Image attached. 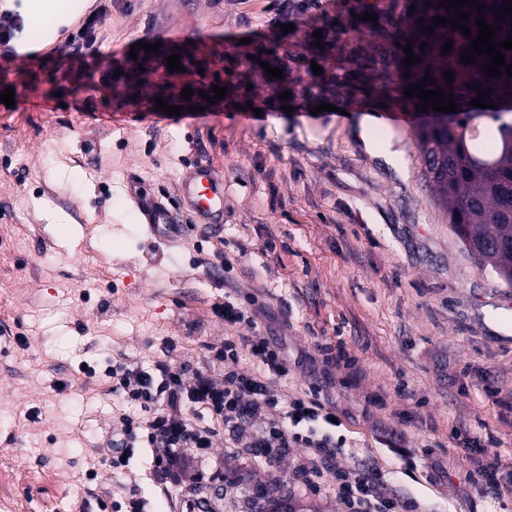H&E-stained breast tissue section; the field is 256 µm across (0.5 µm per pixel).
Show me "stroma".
<instances>
[{
  "label": "stroma",
  "mask_w": 512,
  "mask_h": 512,
  "mask_svg": "<svg viewBox=\"0 0 512 512\" xmlns=\"http://www.w3.org/2000/svg\"><path fill=\"white\" fill-rule=\"evenodd\" d=\"M279 3L71 0L54 41L25 27L26 69L0 56V93L15 100L0 106V512H118L135 494L153 512H181L187 498L259 512L274 485L304 512H342L308 449L270 460L223 430L212 457L223 479L189 473L173 488L154 475L146 430H123L121 412L141 409L111 392L112 361L204 368L220 382L210 347L255 334L286 347L280 390L313 387L335 406L337 467H374L413 512H512V490L471 478L477 459L512 465L501 411L512 334L488 324L512 321V285L468 253L425 181L413 131L426 113L398 128L381 119L404 107L400 87L384 100L377 87L406 0H322L286 18ZM94 10L84 59L97 76L107 60L122 69L98 91L61 53ZM171 28L182 40H165ZM217 85L225 97L204 102ZM159 98L202 112L169 116ZM248 104L261 117L244 119ZM198 162L224 178L223 234L150 236L132 190L174 204ZM228 297L243 321L213 314ZM130 446L123 473L100 465L105 448Z\"/></svg>",
  "instance_id": "obj_1"
}]
</instances>
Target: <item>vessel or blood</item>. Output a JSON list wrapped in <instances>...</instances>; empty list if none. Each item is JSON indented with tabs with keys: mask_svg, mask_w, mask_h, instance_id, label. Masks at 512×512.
Instances as JSON below:
<instances>
[{
	"mask_svg": "<svg viewBox=\"0 0 512 512\" xmlns=\"http://www.w3.org/2000/svg\"><path fill=\"white\" fill-rule=\"evenodd\" d=\"M177 202L169 207L138 192L134 201L150 235L173 239L183 219H190L206 233H220L224 227V181L210 167L198 164L179 179Z\"/></svg>",
	"mask_w": 512,
	"mask_h": 512,
	"instance_id": "1",
	"label": "vessel or blood"
}]
</instances>
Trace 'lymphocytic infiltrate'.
Listing matches in <instances>:
<instances>
[{
  "label": "lymphocytic infiltrate",
  "instance_id": "1",
  "mask_svg": "<svg viewBox=\"0 0 512 512\" xmlns=\"http://www.w3.org/2000/svg\"><path fill=\"white\" fill-rule=\"evenodd\" d=\"M256 363L252 373L236 370L241 353ZM225 365L223 384H216L207 371L186 374L161 363L145 370L123 363L112 364L107 375L113 391L125 401L138 404L144 418L122 414L127 434L143 428L160 453L153 459L154 472L162 483L180 484L188 468L208 463L220 426H253L250 445L269 456L297 446L312 449L323 460L337 454L332 435L335 410L315 394L283 397L276 381L288 374L281 348L265 336H241L225 340L207 358ZM262 426H254L258 416ZM336 492L345 512H402L403 502L387 492L380 474L365 467L353 473L336 474Z\"/></svg>",
  "mask_w": 512,
  "mask_h": 512
}]
</instances>
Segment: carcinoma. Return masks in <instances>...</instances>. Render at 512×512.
Returning <instances> with one entry per match:
<instances>
[{
	"label": "carcinoma",
	"mask_w": 512,
	"mask_h": 512,
	"mask_svg": "<svg viewBox=\"0 0 512 512\" xmlns=\"http://www.w3.org/2000/svg\"><path fill=\"white\" fill-rule=\"evenodd\" d=\"M434 3H408L406 22L396 26L392 41L395 70L386 67L379 73L380 94L391 90L394 78L400 87L424 82V88H440L454 98L456 121L450 125L439 118L419 125L415 137L423 154L424 175L432 183L435 196L448 216L453 232L467 250L491 266L496 275L512 284V111L480 112L471 101L483 91L491 97L512 101V77H489L482 70L487 55L473 64L460 61V53L471 38L450 25L434 26L432 17H451L454 11ZM487 24L500 25L496 41L512 33V20L495 19L502 0H481ZM434 35H427V27ZM453 40V51L441 54L445 41ZM426 47H421V44ZM411 45L419 61L407 67L404 46ZM453 71L454 82L444 73ZM430 76L435 84L424 81Z\"/></svg>",
	"instance_id": "obj_1"
}]
</instances>
